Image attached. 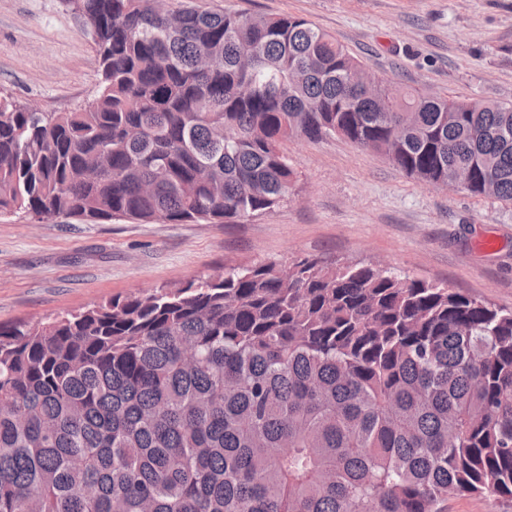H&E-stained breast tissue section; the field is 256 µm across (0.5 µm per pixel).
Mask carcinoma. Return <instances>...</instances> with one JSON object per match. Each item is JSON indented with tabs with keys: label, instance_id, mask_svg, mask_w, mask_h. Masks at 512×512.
<instances>
[{
	"label": "carcinoma",
	"instance_id": "obj_1",
	"mask_svg": "<svg viewBox=\"0 0 512 512\" xmlns=\"http://www.w3.org/2000/svg\"><path fill=\"white\" fill-rule=\"evenodd\" d=\"M72 10L100 89L73 112L0 95V213L234 224L288 197L284 141L330 135L512 202V102L385 77L376 97L297 16ZM453 494L512 500V312L448 287L306 258L0 324V512H445Z\"/></svg>",
	"mask_w": 512,
	"mask_h": 512
}]
</instances>
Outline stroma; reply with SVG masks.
Masks as SVG:
<instances>
[{"instance_id": "obj_1", "label": "stroma", "mask_w": 512, "mask_h": 512, "mask_svg": "<svg viewBox=\"0 0 512 512\" xmlns=\"http://www.w3.org/2000/svg\"><path fill=\"white\" fill-rule=\"evenodd\" d=\"M308 20L364 69L440 96L512 100V0H168ZM91 37L67 0H0V93L45 112L92 100ZM292 191L236 224L0 215V322L298 257L376 265L512 311V203L441 189L339 136L291 139Z\"/></svg>"}]
</instances>
